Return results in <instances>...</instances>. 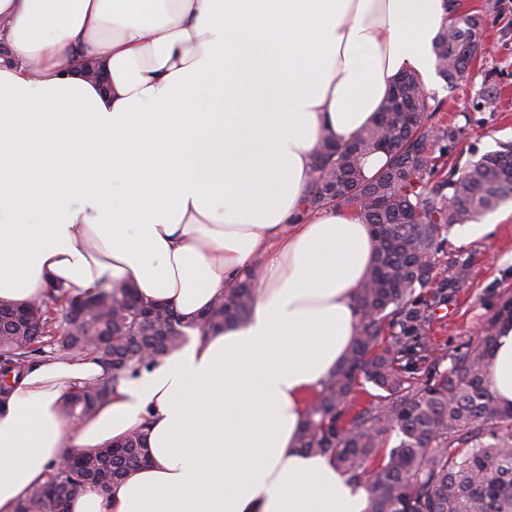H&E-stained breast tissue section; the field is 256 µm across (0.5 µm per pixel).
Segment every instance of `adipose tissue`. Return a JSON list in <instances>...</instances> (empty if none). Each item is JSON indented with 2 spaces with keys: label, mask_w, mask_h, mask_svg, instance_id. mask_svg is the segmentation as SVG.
<instances>
[{
  "label": "adipose tissue",
  "mask_w": 512,
  "mask_h": 512,
  "mask_svg": "<svg viewBox=\"0 0 512 512\" xmlns=\"http://www.w3.org/2000/svg\"><path fill=\"white\" fill-rule=\"evenodd\" d=\"M447 18L444 0H0V302L132 285L191 327L78 419L59 406L102 366L29 369L0 405V512L66 449L136 431L148 462L69 512H367L297 434L352 348L375 240L304 198L321 141L370 124L398 72L432 82ZM238 275L247 321L200 335ZM489 370L511 406L512 327Z\"/></svg>",
  "instance_id": "1"
}]
</instances>
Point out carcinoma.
I'll return each mask as SVG.
<instances>
[{
    "mask_svg": "<svg viewBox=\"0 0 512 512\" xmlns=\"http://www.w3.org/2000/svg\"><path fill=\"white\" fill-rule=\"evenodd\" d=\"M450 24L437 34V73L464 78L484 53L481 15L446 0ZM420 79L403 73L373 122L346 144L317 149L306 205L359 208L377 241L374 264L359 289L362 319L342 366L312 399L299 447L329 458L368 497L367 512H512V407L488 389L489 355L498 327L512 323V295L497 294L481 336L448 347L436 343V312L469 285L471 261L446 249L444 232L476 222L512 197V143L460 163L451 159L463 128L438 117ZM384 152L371 178L365 160ZM251 285L233 280L200 318L202 332L242 322ZM188 340L173 308L142 300L133 288L102 287L64 306L0 303V403L33 363L91 353L105 376L69 394L68 419L104 403L119 380L134 376ZM381 393L356 405L360 380ZM399 444L386 450V435ZM16 512H68L86 484L102 489L147 462L145 434L105 448L71 450Z\"/></svg>",
    "mask_w": 512,
    "mask_h": 512,
    "instance_id": "obj_1",
    "label": "carcinoma"
}]
</instances>
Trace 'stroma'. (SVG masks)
Wrapping results in <instances>:
<instances>
[{
  "mask_svg": "<svg viewBox=\"0 0 512 512\" xmlns=\"http://www.w3.org/2000/svg\"><path fill=\"white\" fill-rule=\"evenodd\" d=\"M463 8L483 15L479 36L486 52L468 77L452 85L436 80L427 94L441 103L444 120L463 126L452 155L464 161L512 140V0H463ZM490 80L502 94L496 110L486 112L478 102ZM448 249L474 258L469 287L456 305L439 310L433 326L437 343L454 346L478 337L494 311L492 292L512 291V217L467 243L458 242L456 231H449Z\"/></svg>",
  "mask_w": 512,
  "mask_h": 512,
  "instance_id": "1",
  "label": "stroma"
}]
</instances>
